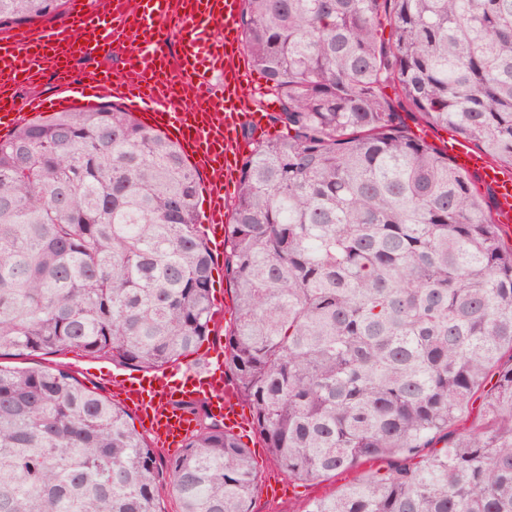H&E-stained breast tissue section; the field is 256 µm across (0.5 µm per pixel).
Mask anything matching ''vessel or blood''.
Segmentation results:
<instances>
[{"instance_id":"b4317fda","label":"vessel or blood","mask_w":512,"mask_h":512,"mask_svg":"<svg viewBox=\"0 0 512 512\" xmlns=\"http://www.w3.org/2000/svg\"><path fill=\"white\" fill-rule=\"evenodd\" d=\"M242 0H71L58 26L14 28L0 37V133L10 134L44 110H74L109 100L140 112L143 122L177 142L203 173L208 207L201 220L214 257L224 255V189L238 178L244 125L260 123L242 98L249 74L240 48ZM178 39H171L172 28ZM125 47L121 77L97 60ZM51 77L55 94L18 105L19 88ZM456 166L477 174L494 195L493 218L512 232V171L462 142L448 143ZM125 401L134 406L160 447L179 450L195 422L181 404L206 401L228 431L246 425L235 384L224 375V345L203 364L128 376Z\"/></svg>"}]
</instances>
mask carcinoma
I'll use <instances>...</instances> for the list:
<instances>
[{"label": "carcinoma", "instance_id": "carcinoma-1", "mask_svg": "<svg viewBox=\"0 0 512 512\" xmlns=\"http://www.w3.org/2000/svg\"><path fill=\"white\" fill-rule=\"evenodd\" d=\"M66 2L0 0V30ZM240 26L287 133L240 167L224 371L289 480L386 464L299 512H512V248L470 175L400 116L512 169V0H244ZM199 186L176 143L113 104L0 138V357L156 369L196 352L214 315ZM476 396L489 425L459 434ZM187 409L198 429L164 465L69 372L0 366V512H165L164 491L180 512H250L249 449Z\"/></svg>", "mask_w": 512, "mask_h": 512}]
</instances>
